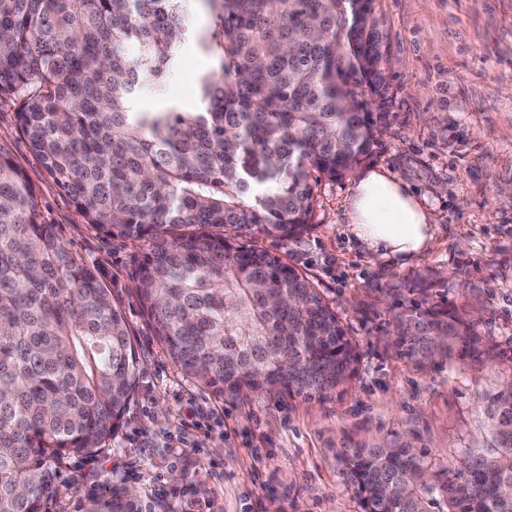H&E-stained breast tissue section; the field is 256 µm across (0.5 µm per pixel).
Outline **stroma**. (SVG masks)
Wrapping results in <instances>:
<instances>
[{"mask_svg": "<svg viewBox=\"0 0 512 512\" xmlns=\"http://www.w3.org/2000/svg\"><path fill=\"white\" fill-rule=\"evenodd\" d=\"M381 10L392 96L367 165L426 198L437 222L429 249L401 265L348 234L349 176L318 178L314 220L299 238L236 236L302 269L355 340L357 376L320 395L231 399L187 376L134 291L147 242L85 223L17 129L14 101L0 99V152L33 185L42 222L100 272L137 365L123 427L104 453L67 461L45 512H82L106 474L171 512H360L344 449L412 448L454 470L483 446V398L512 382V0H382ZM181 56L167 90L190 106L212 60L190 37ZM425 296L466 314L491 355L400 356L389 323Z\"/></svg>", "mask_w": 512, "mask_h": 512, "instance_id": "1", "label": "stroma"}]
</instances>
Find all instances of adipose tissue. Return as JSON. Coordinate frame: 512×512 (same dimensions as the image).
Masks as SVG:
<instances>
[{
	"instance_id": "1",
	"label": "adipose tissue",
	"mask_w": 512,
	"mask_h": 512,
	"mask_svg": "<svg viewBox=\"0 0 512 512\" xmlns=\"http://www.w3.org/2000/svg\"><path fill=\"white\" fill-rule=\"evenodd\" d=\"M349 234L368 250L402 262L419 256L435 233L431 210L407 185L381 169L365 171L346 197Z\"/></svg>"
}]
</instances>
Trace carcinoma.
Masks as SVG:
<instances>
[{
  "mask_svg": "<svg viewBox=\"0 0 512 512\" xmlns=\"http://www.w3.org/2000/svg\"><path fill=\"white\" fill-rule=\"evenodd\" d=\"M214 58L198 106L139 111L181 63L188 0H0V98L88 224L148 239L134 273L155 335L219 395L323 393L358 355L309 277L228 231L299 237L311 173L341 179L379 145L381 0H197ZM409 358L482 353L463 318L416 303L392 321ZM135 390L128 328L98 271L39 221L32 185L0 152V512H42L54 472L102 451ZM488 441L453 478L410 448L345 450L361 512H512V383L485 400ZM83 512H168L123 483Z\"/></svg>",
  "mask_w": 512,
  "mask_h": 512,
  "instance_id": "obj_1",
  "label": "carcinoma"
}]
</instances>
